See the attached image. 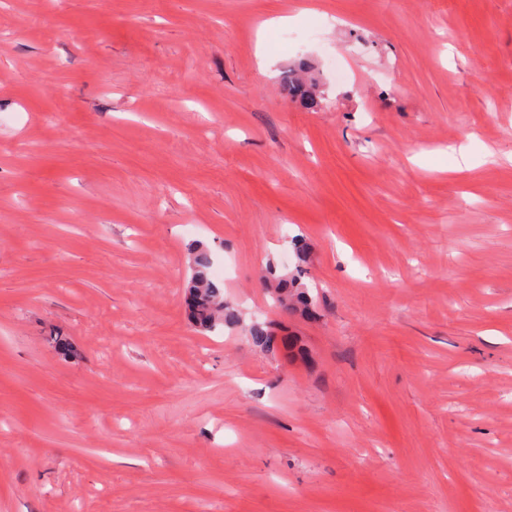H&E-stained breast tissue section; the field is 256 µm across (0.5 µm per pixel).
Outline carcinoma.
Here are the masks:
<instances>
[{
    "instance_id": "carcinoma-1",
    "label": "carcinoma",
    "mask_w": 512,
    "mask_h": 512,
    "mask_svg": "<svg viewBox=\"0 0 512 512\" xmlns=\"http://www.w3.org/2000/svg\"><path fill=\"white\" fill-rule=\"evenodd\" d=\"M288 83L294 96L307 108L314 109L318 106L316 83H308L293 74L288 76ZM210 267L209 254L202 249L197 250L189 282V294L192 319L203 331H211L219 325L232 324L236 320L235 314L224 304V294L211 277ZM278 288V302L288 312L297 311L299 305L306 309L312 303L306 289L295 278L279 279ZM248 335L252 345L264 352L271 353L278 348V337L265 323H253Z\"/></svg>"
}]
</instances>
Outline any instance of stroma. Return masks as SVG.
<instances>
[{"instance_id":"obj_1","label":"stroma","mask_w":512,"mask_h":512,"mask_svg":"<svg viewBox=\"0 0 512 512\" xmlns=\"http://www.w3.org/2000/svg\"><path fill=\"white\" fill-rule=\"evenodd\" d=\"M0 512H512V0H0ZM288 83L294 96L299 98L307 108L314 109L318 106L319 96L316 95V83H307L295 74L288 75ZM210 267L209 254L199 248L194 257L188 288L192 319L203 331H211L236 320L235 314L224 304V294L211 277ZM278 288L280 297L278 302L288 312H296L297 304H300L303 309H307L312 303L306 289L295 278H281L278 281ZM253 346L264 352H274L278 348V337L266 323L254 322L248 331Z\"/></svg>"}]
</instances>
